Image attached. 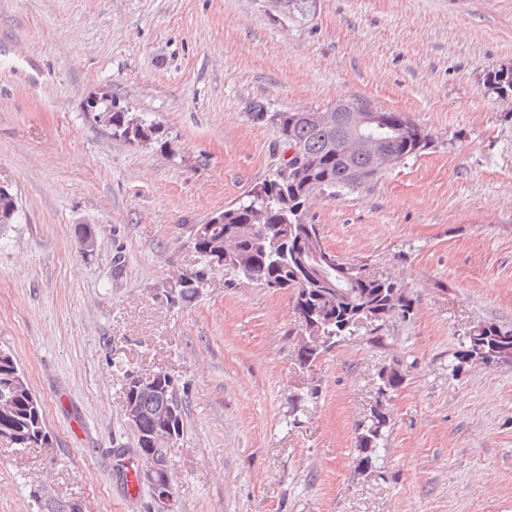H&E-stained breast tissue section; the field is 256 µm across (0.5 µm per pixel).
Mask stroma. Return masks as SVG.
Wrapping results in <instances>:
<instances>
[{
  "label": "stroma",
  "instance_id": "stroma-1",
  "mask_svg": "<svg viewBox=\"0 0 512 512\" xmlns=\"http://www.w3.org/2000/svg\"><path fill=\"white\" fill-rule=\"evenodd\" d=\"M503 65L512 0H0V185L19 204L0 230V348L51 436L0 440V512H38L40 481L84 512H151L111 453L136 442L130 370L166 371L186 401L173 512H512V365L450 368L472 327L512 328V105L483 85ZM93 92L159 125L163 145L89 122ZM354 99L432 143L373 187L316 197L308 219L415 310L363 319L303 368L289 293L202 266L190 232L284 163L257 109ZM77 224L95 227L92 254ZM201 267L196 301L159 298ZM393 362L405 382L364 472L356 425Z\"/></svg>",
  "mask_w": 512,
  "mask_h": 512
}]
</instances>
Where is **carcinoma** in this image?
<instances>
[{"mask_svg":"<svg viewBox=\"0 0 512 512\" xmlns=\"http://www.w3.org/2000/svg\"><path fill=\"white\" fill-rule=\"evenodd\" d=\"M512 77V66L488 71L484 78L487 92L504 102H512V86L503 77ZM97 111L112 112L111 136L131 144L159 142L158 128L137 115L122 111L110 95L98 99ZM379 124L369 133L385 139L384 148L402 159L415 157L430 145V139H412L401 126L412 120L400 112L378 110ZM254 118L276 128L284 149L299 146L313 163L296 166L285 163L272 177L253 186L233 206L217 213L222 223L192 226L191 243L199 258L208 262L224 252L227 241L235 242L233 268L247 284L290 292L293 310L300 319V330L293 344L297 363L309 367L331 348L353 335L355 311L365 307L369 315L382 323L392 318L405 319L412 314L415 299L396 279L358 266L359 278L346 282L333 270L307 272L302 269V249L323 248L317 225L305 218L308 200L316 194L329 197L369 188L382 173L373 169L371 157L353 153L345 143L350 131L345 122L326 128L308 121L296 111L256 112ZM18 199L0 197V228L17 220ZM90 224H77L73 234L83 253L94 251L96 236ZM204 268L182 275V281H168L162 292L176 295L173 306L195 300L205 288ZM511 365L512 328L485 323L471 329L453 353L452 371L473 365ZM405 373L396 366H386L378 375V397L367 419L356 426L360 466L373 462L385 433L390 428L386 411L389 401L403 386ZM153 388L136 386L135 374L124 375V400L138 409V418L127 420L136 436L133 448L123 445L113 449L117 461L132 455L148 461L165 444L155 441L158 434L179 443L183 431V403L175 380L167 373L153 374ZM48 432L41 401L31 391L13 354L0 350V439L16 448H34L47 444Z\"/></svg>","mask_w":512,"mask_h":512,"instance_id":"obj_1","label":"carcinoma"}]
</instances>
